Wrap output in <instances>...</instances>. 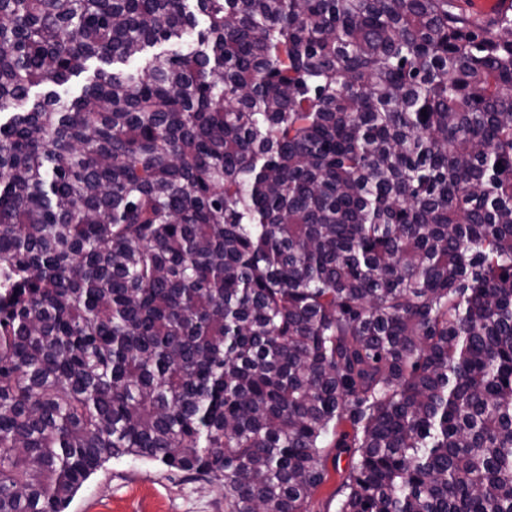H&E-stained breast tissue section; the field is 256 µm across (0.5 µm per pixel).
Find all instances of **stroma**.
Returning a JSON list of instances; mask_svg holds the SVG:
<instances>
[{
  "mask_svg": "<svg viewBox=\"0 0 512 512\" xmlns=\"http://www.w3.org/2000/svg\"><path fill=\"white\" fill-rule=\"evenodd\" d=\"M66 512H224V480L191 479L155 461L113 459L83 485Z\"/></svg>",
  "mask_w": 512,
  "mask_h": 512,
  "instance_id": "obj_1",
  "label": "stroma"
}]
</instances>
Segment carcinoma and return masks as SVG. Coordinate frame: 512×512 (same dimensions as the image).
<instances>
[{
  "mask_svg": "<svg viewBox=\"0 0 512 512\" xmlns=\"http://www.w3.org/2000/svg\"><path fill=\"white\" fill-rule=\"evenodd\" d=\"M344 453L335 512H512V17L0 0V512L125 456L310 512Z\"/></svg>",
  "mask_w": 512,
  "mask_h": 512,
  "instance_id": "carcinoma-1",
  "label": "carcinoma"
}]
</instances>
